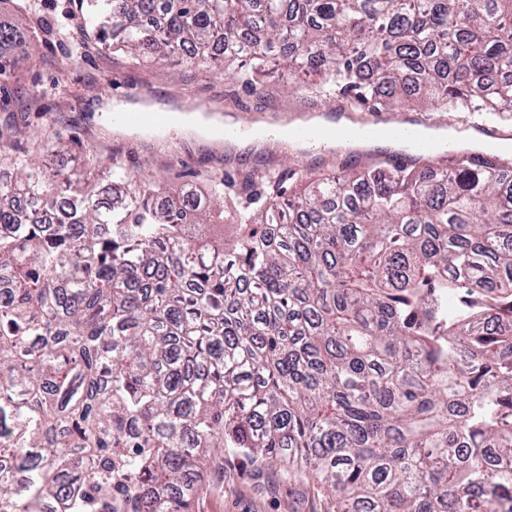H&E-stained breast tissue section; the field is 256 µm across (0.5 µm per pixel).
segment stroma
Returning <instances> with one entry per match:
<instances>
[{
  "label": "stroma",
  "instance_id": "35a3bbf8",
  "mask_svg": "<svg viewBox=\"0 0 512 512\" xmlns=\"http://www.w3.org/2000/svg\"><path fill=\"white\" fill-rule=\"evenodd\" d=\"M27 4V10L15 13V22L26 26L38 19L51 40L23 68L0 77L9 90L0 101V157H17L52 134L73 148L54 157L53 165L71 167L77 154L90 152L92 182H104L118 162L145 179L174 189L189 184L204 195L228 174H284L297 164L318 172L349 161L364 165L387 159L381 152L352 158L336 151H301L278 139L257 150H235L223 136L188 135L174 126L131 132L116 122L112 107L138 102L142 90L189 111L206 104L219 118L248 115L274 123L323 114L340 102L307 97L278 79L269 83L263 98L240 96L232 74L190 68L176 58L143 65L126 54L102 50L82 0ZM196 512H332V504L312 481L257 470L228 455L210 465Z\"/></svg>",
  "mask_w": 512,
  "mask_h": 512
}]
</instances>
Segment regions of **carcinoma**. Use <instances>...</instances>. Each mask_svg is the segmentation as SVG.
I'll list each match as a JSON object with an SVG mask.
<instances>
[{
  "label": "carcinoma",
  "mask_w": 512,
  "mask_h": 512,
  "mask_svg": "<svg viewBox=\"0 0 512 512\" xmlns=\"http://www.w3.org/2000/svg\"><path fill=\"white\" fill-rule=\"evenodd\" d=\"M106 50L278 71L340 111L512 116V0H86ZM0 14V75L39 48ZM0 175V512H194L207 458L334 512H512V160Z\"/></svg>",
  "instance_id": "1"
}]
</instances>
